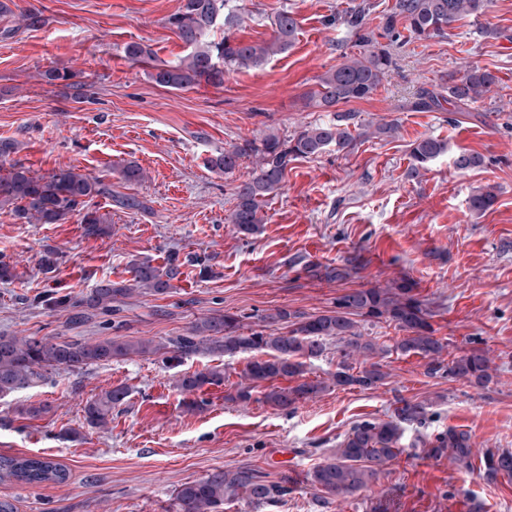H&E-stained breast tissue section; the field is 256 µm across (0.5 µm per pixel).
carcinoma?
I'll use <instances>...</instances> for the list:
<instances>
[{
    "label": "carcinoma",
    "instance_id": "cac0c4a2",
    "mask_svg": "<svg viewBox=\"0 0 512 512\" xmlns=\"http://www.w3.org/2000/svg\"><path fill=\"white\" fill-rule=\"evenodd\" d=\"M487 0H395L391 12L383 17L381 37L366 27L371 5L358 4L344 17V22L356 38L359 52L343 55L344 61L318 77L317 90L311 99L329 109L340 103L362 100L374 94L393 64L391 49L401 39V30L417 39L448 35L452 25L470 16L483 13ZM243 22L239 0H184L181 9L169 18L178 37L190 52L174 64L155 67L151 78L160 86L184 89L201 82L224 84L229 71L257 68L271 58L285 53L297 36L298 23L291 12L283 9L272 21V33L260 41H244L232 35ZM222 24L224 37H209ZM497 83L490 71L472 67L457 82L448 84V100L462 107L481 99ZM398 125L384 122L369 126V135L380 140L396 136ZM356 139L349 127L338 123L308 124L294 134L282 137L271 131L259 141L244 139L230 145L208 161V165L224 173L234 171L243 159L252 165L249 177L233 188L235 205L229 222L244 236L253 235L265 223L264 206L278 190L288 172V166L299 158H315L329 147L336 152H348ZM448 151L447 142L424 137L411 145L409 176L416 178L438 157ZM484 155L474 151H459L453 156V166L459 172L484 167ZM109 195L127 210L145 209L143 201L134 195L114 194L100 179L92 178L74 168H58L38 175L23 163L9 164L0 174V210L7 208L17 219L29 224H61L69 215L82 213L84 235L98 238L109 233L108 217L98 210L87 209L95 196ZM496 201L495 187L487 185L472 191L469 209L480 215ZM292 265L310 279L341 283L349 280L363 267V258L353 253L336 266L320 264L296 257ZM178 255L168 256L162 267L150 263L131 267L132 283L102 281L84 296L68 295L42 300L51 309L68 312L73 325L83 323L90 315L117 311L116 303L135 294L162 295L173 287L172 281L181 275ZM432 314L417 292L416 283L402 278L386 288L345 289L336 296L333 309L319 315L279 309L264 317L268 324L291 321L286 332L265 333L243 331L241 317L234 314L205 316L191 326L189 335L171 338L164 345L147 340H124L119 337L95 342L80 340L56 341L48 337L0 335V396L10 395L37 383L57 369H83L135 356L166 354L165 360L179 361L191 354H224L259 352L243 371L230 399L247 404L252 392L263 387V401L274 409L292 411L296 405L324 389V382L305 378L306 361L322 358L331 341L336 342L337 363L333 382L338 386L371 389L383 383L387 373L374 360L381 353L395 351L402 355L417 354L428 359L426 374L484 387L489 383V359L481 347L449 361L442 358L444 343L435 336ZM386 321L402 332L392 337L393 344L380 346L363 336L362 325ZM355 355L366 357L365 365L356 371L350 363ZM224 372L206 368L185 373L176 381L183 392L200 391L206 386H219ZM127 391L115 387L105 395L87 402L84 421L91 428H104L112 419V410L121 406ZM430 416L419 402L396 399L394 418L388 421L362 420L344 435L337 448L308 473L310 484L321 492L317 503L326 505L332 498L352 495L377 481L387 467L402 452L405 427L420 429ZM413 446L422 448L429 458L439 459L451 454L457 464L468 470H478L489 482L512 477V452L489 450L475 457L471 433L460 427H450L436 434H420ZM68 471L62 465L40 456L0 455V481L24 484H62ZM288 480L273 481L263 471L249 466L217 470L202 480L181 486L176 493L178 512H224V506L245 498L259 510L278 503L292 494Z\"/></svg>",
    "mask_w": 512,
    "mask_h": 512
}]
</instances>
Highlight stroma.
<instances>
[{
    "mask_svg": "<svg viewBox=\"0 0 512 512\" xmlns=\"http://www.w3.org/2000/svg\"><path fill=\"white\" fill-rule=\"evenodd\" d=\"M359 2L241 0L246 17L236 37L268 38L286 9L298 22L293 46L261 67L226 75L223 85L171 90L150 73L187 52L169 24L182 0H12L10 13L0 15V30H13L0 37V139L15 141L17 160L36 174L73 167L148 208L133 212L111 197L93 198L91 208L112 224L100 238L84 236L77 214L63 224H26L0 211V260L11 273L0 279V334L164 343L187 335L195 319L224 313L259 331L275 310L313 314L332 307L343 287H386L407 275L434 313L444 358L481 341L490 382L432 378L425 359L390 353L382 359L383 385L339 387L331 348L307 366L325 390L285 413L258 391L250 403L229 401L249 352L178 363L134 356L56 370L38 386L0 397V454L42 456L69 470L62 484L0 483V498L18 512H176L180 486L242 464L295 487L262 512H512V479L487 483L449 457L402 454L376 483L324 507L307 481L324 450L358 421L389 420L399 397L427 406L429 432L468 429L475 454L512 450V0H490L484 15L456 22L445 37L400 43L371 97L314 107L309 95L319 76L355 49L343 18ZM24 11L41 14L44 25L18 24ZM489 28L494 36H486ZM131 43L150 46L153 59L129 60ZM473 66L498 82L460 112L446 98L448 80ZM56 67L75 73L82 98L48 79ZM424 90L442 94L441 105L419 108ZM340 114L351 117L354 149L293 162L266 201L260 233L239 234L228 222L232 189L251 164L225 174L208 169L206 159L241 139L288 136ZM389 121L399 125L396 138L365 137L369 125ZM428 136L447 141L448 152L408 178L410 147ZM463 149L484 155L486 166L458 173L452 159ZM130 161L146 170L145 181L120 177ZM485 185L497 199L477 217L468 197ZM355 251L366 264L345 285L310 279L290 264L302 256L336 265ZM172 252L199 259L207 275L185 266L168 294L133 296L118 312L75 326L66 312L36 302L49 292L79 297L103 280L127 283L132 263L162 266ZM49 253L56 263L46 269L40 259ZM208 367L223 370L222 385L192 395L175 388L177 377ZM119 385L128 389L124 404L106 428L89 427L86 402ZM40 404L46 413L24 414Z\"/></svg>",
    "mask_w": 512,
    "mask_h": 512,
    "instance_id": "obj_1",
    "label": "stroma"
}]
</instances>
